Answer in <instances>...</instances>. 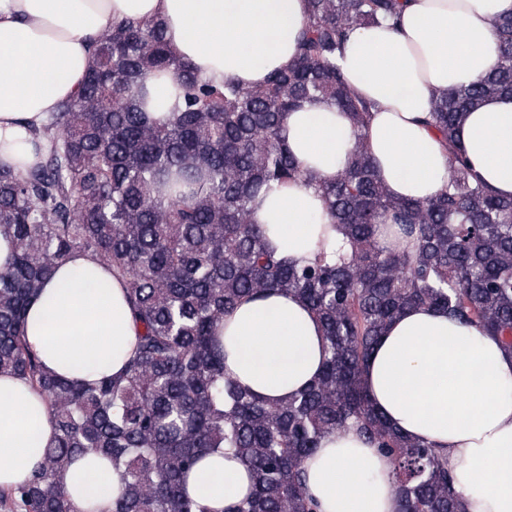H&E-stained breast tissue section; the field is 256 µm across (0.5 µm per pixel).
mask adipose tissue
Segmentation results:
<instances>
[{"label":"adipose tissue","instance_id":"1","mask_svg":"<svg viewBox=\"0 0 512 512\" xmlns=\"http://www.w3.org/2000/svg\"><path fill=\"white\" fill-rule=\"evenodd\" d=\"M512 0H405L397 23L353 30L337 62L353 93L375 102L363 140L376 173L398 198L426 200L448 183V153L424 123L434 94L467 86L497 63L495 22ZM308 0H0V166L38 159L26 135L76 96L92 43L113 24L158 20L173 54L215 85L264 83L287 67ZM183 74L146 85L150 116L167 119ZM282 135L302 168L335 179L354 145L350 119L317 100L285 113ZM458 142L479 180L512 197V96L464 114ZM252 220L281 256L307 261L344 245L313 185L291 181L253 203ZM224 373L270 402L320 375L323 328L294 296L242 299L224 316ZM24 336L44 368L69 379L119 374L138 336L121 283L95 258L71 255L28 305ZM374 407L400 435L441 450L463 512H512V351L500 336L417 307L393 321L362 376ZM55 433L25 380L0 374V488L23 484ZM317 512H398L389 458L357 432L326 436L305 463ZM64 485L75 512H111L118 476L97 455L77 457ZM253 488L233 453L208 452L186 489L205 512H228Z\"/></svg>","mask_w":512,"mask_h":512}]
</instances>
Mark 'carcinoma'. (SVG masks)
<instances>
[{
	"instance_id": "1",
	"label": "carcinoma",
	"mask_w": 512,
	"mask_h": 512,
	"mask_svg": "<svg viewBox=\"0 0 512 512\" xmlns=\"http://www.w3.org/2000/svg\"><path fill=\"white\" fill-rule=\"evenodd\" d=\"M403 0H309L291 64L258 87H219L174 56L159 21L124 20L95 42L80 93L28 135L43 147L22 172L0 168V373L28 381L51 412L55 443L32 478L0 492L18 512H73L62 483L87 453L112 462V512H205L185 491L201 452L231 451L252 471L234 512H316L304 462L322 438L354 429L392 463L398 512H462L437 449L398 435L377 412L362 372L387 326L407 310L441 309L502 337L512 350V198L473 182L456 130L483 100L512 95V13L495 27L496 66L433 100L424 123L448 147V185L425 201L395 198L362 139L373 108L336 57L349 32L396 20ZM184 73L172 116L152 119L145 83ZM323 99L350 114L356 146L331 182L315 183L350 252L288 262L272 252L251 203L275 184L313 181L281 136L283 113ZM399 227L412 248L380 244ZM124 283L138 328L119 377L93 383L48 373L24 336L29 299L73 253ZM302 299L323 326L318 379L270 403L224 374L216 330L246 296Z\"/></svg>"
}]
</instances>
